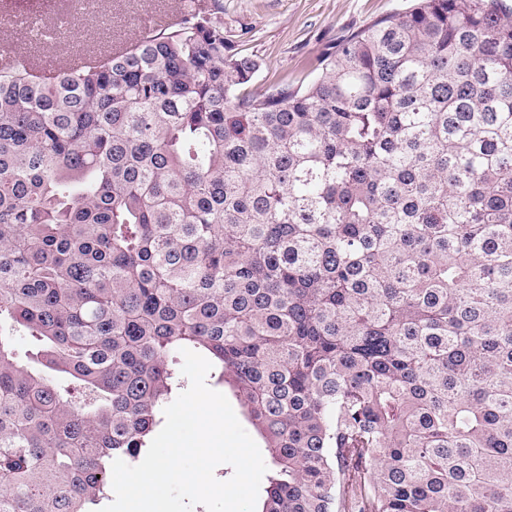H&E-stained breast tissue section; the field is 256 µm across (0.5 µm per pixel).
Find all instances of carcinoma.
<instances>
[{"mask_svg": "<svg viewBox=\"0 0 512 512\" xmlns=\"http://www.w3.org/2000/svg\"><path fill=\"white\" fill-rule=\"evenodd\" d=\"M223 11L0 65V512H96L182 348L256 512H512V19L415 0L253 92ZM211 372V370H210ZM210 372L208 373L207 377H206V383L207 385L216 390V391H219L221 393H223L227 399L229 400L235 414H236V417L237 419L239 420L240 424L243 426V428L247 431V433L254 439V441L257 443L260 451H261V454H262V457L263 459H266V452H265V448H263V442L260 438V436L257 434V432L250 426L246 423L245 421V418L243 416V409L242 407L240 406L239 402L235 399V397L232 395V393L228 390H226L224 392V386L222 385H214L213 382L211 381H207L209 380V375H210Z\"/></svg>", "mask_w": 512, "mask_h": 512, "instance_id": "carcinoma-1", "label": "carcinoma"}]
</instances>
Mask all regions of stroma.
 Masks as SVG:
<instances>
[{"label": "stroma", "instance_id": "1", "mask_svg": "<svg viewBox=\"0 0 512 512\" xmlns=\"http://www.w3.org/2000/svg\"><path fill=\"white\" fill-rule=\"evenodd\" d=\"M409 0H223L224 26L262 69L255 90L275 77L295 83L311 79L317 58L372 21L400 12ZM33 14L47 27L69 23L61 42L32 39L13 25L14 17ZM181 14L180 0H0V51L21 49L35 57L66 56L91 39L111 44L138 36L149 20Z\"/></svg>", "mask_w": 512, "mask_h": 512}]
</instances>
